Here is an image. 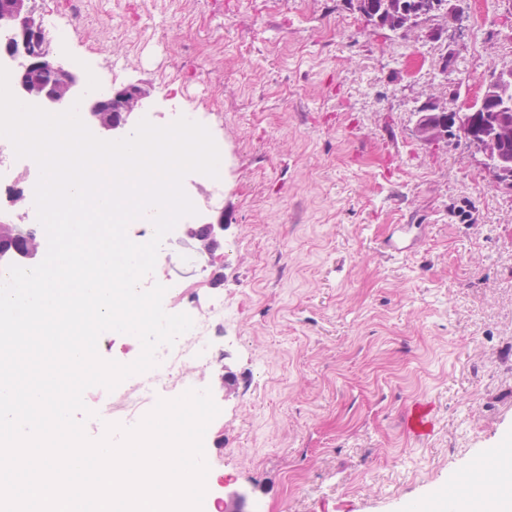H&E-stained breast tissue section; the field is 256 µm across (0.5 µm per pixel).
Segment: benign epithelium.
<instances>
[{"label": "benign epithelium", "instance_id": "benign-epithelium-1", "mask_svg": "<svg viewBox=\"0 0 512 512\" xmlns=\"http://www.w3.org/2000/svg\"><path fill=\"white\" fill-rule=\"evenodd\" d=\"M0 28L12 32L11 39L4 47V54L16 58L18 46H26L28 40H39L44 44L45 55L40 58H24L21 69L11 75L17 92L38 104L45 110L58 111L63 104L77 99L81 100L82 118L84 123L106 138L121 139L124 137L129 118L141 107L144 96L142 90L130 85L117 91L109 103L86 95L82 91V79L79 73L51 67L49 61V40L40 20L35 16L33 0H0ZM512 112V101H500L488 94L468 105L467 111L456 117V130L474 146L480 155V164L491 180L500 188L508 189L512 185L503 182L500 166L494 161L505 157L503 151L507 137L489 129L487 113L495 111ZM443 108L432 102L420 107L417 111L415 133L420 141L434 143L440 139L441 132L433 124L423 121L426 112H442ZM116 112L118 116L112 123L102 121L101 113ZM187 236L194 240V253L212 252L221 246L224 240V217L190 227Z\"/></svg>", "mask_w": 512, "mask_h": 512}]
</instances>
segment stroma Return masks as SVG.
Masks as SVG:
<instances>
[{"label": "stroma", "mask_w": 512, "mask_h": 512, "mask_svg": "<svg viewBox=\"0 0 512 512\" xmlns=\"http://www.w3.org/2000/svg\"><path fill=\"white\" fill-rule=\"evenodd\" d=\"M83 14L68 50L91 77L142 87L159 125L205 113L222 144L224 201L191 187L187 223L223 218V243L197 266L184 231L160 246L183 286L223 276L189 306L232 308L218 363L196 373L221 409L211 491L244 492L243 512H409L465 495L489 449L512 455V190L464 140L414 132L424 102L461 110L512 67V0H448L410 39L348 0H86ZM397 224L421 239L391 259L379 242ZM419 405L426 436L405 427Z\"/></svg>", "instance_id": "obj_1"}]
</instances>
